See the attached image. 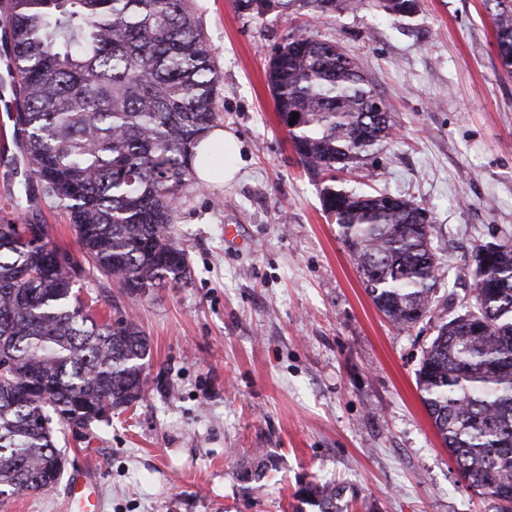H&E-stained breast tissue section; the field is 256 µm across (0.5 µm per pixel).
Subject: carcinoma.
Instances as JSON below:
<instances>
[{"label": "carcinoma", "instance_id": "cac0c4a2", "mask_svg": "<svg viewBox=\"0 0 512 512\" xmlns=\"http://www.w3.org/2000/svg\"><path fill=\"white\" fill-rule=\"evenodd\" d=\"M3 43L16 80L15 138L26 191L66 212L85 262L0 222V492L43 493L64 471L57 432L100 422L106 406L144 397L150 342L130 317L101 322L75 287L101 276L131 295L184 288L190 260L176 233L178 204L199 184L197 151L220 120L222 72L193 0H12ZM410 16L417 0H383ZM258 15L288 0H237ZM512 73V3L491 15ZM344 48L299 33L266 73L277 116L299 160L325 173L360 166L392 130L378 93ZM326 213L365 291L396 327L434 313L440 258L417 202L388 193L327 189ZM474 262V304L438 325L416 370L420 399L464 482L512 512V245L485 244ZM273 461L255 451L243 489ZM311 480L295 491L314 512H351L356 491Z\"/></svg>", "mask_w": 512, "mask_h": 512}]
</instances>
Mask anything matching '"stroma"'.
Listing matches in <instances>:
<instances>
[{"mask_svg": "<svg viewBox=\"0 0 512 512\" xmlns=\"http://www.w3.org/2000/svg\"><path fill=\"white\" fill-rule=\"evenodd\" d=\"M308 0L287 14L194 0L224 82L220 128L238 142L237 181L191 188L175 227L191 280L129 296L98 277L82 297L102 321L135 319L151 344L145 396L88 435L66 433L52 491L0 496V512H67L69 477L90 473L98 512H298L299 482L354 488L355 512H494L461 480L420 400L416 369L435 320L389 323L361 283L325 187L403 196L425 207L441 259L438 318L473 301V250L512 244V77L495 47L492 0H419L409 17L380 0ZM338 42L367 72L394 136L358 168L316 175L292 150L266 80L297 31ZM47 225L79 254L65 213L26 199L0 212ZM237 225L243 246L224 239ZM278 465L250 491L255 450Z\"/></svg>", "mask_w": 512, "mask_h": 512, "instance_id": "1", "label": "stroma"}]
</instances>
